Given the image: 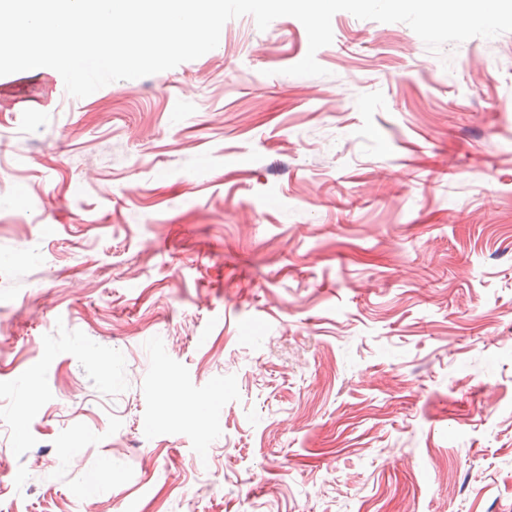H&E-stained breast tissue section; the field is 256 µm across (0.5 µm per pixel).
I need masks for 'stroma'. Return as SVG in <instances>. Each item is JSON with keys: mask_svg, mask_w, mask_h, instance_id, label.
<instances>
[{"mask_svg": "<svg viewBox=\"0 0 512 512\" xmlns=\"http://www.w3.org/2000/svg\"><path fill=\"white\" fill-rule=\"evenodd\" d=\"M332 30L0 76V512H512V32Z\"/></svg>", "mask_w": 512, "mask_h": 512, "instance_id": "35a3bbf8", "label": "stroma"}]
</instances>
